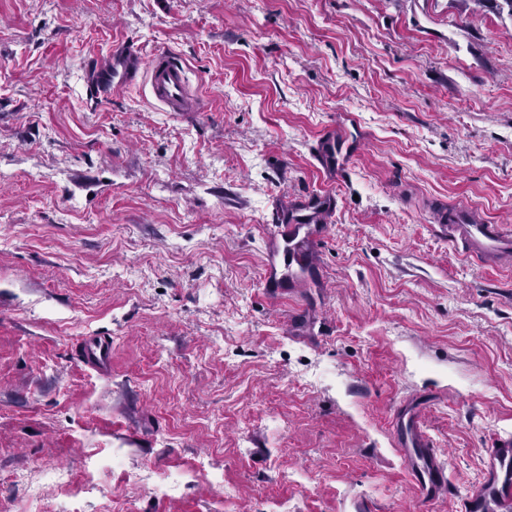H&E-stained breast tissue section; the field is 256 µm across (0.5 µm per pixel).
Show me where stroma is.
Returning a JSON list of instances; mask_svg holds the SVG:
<instances>
[{
	"mask_svg": "<svg viewBox=\"0 0 512 512\" xmlns=\"http://www.w3.org/2000/svg\"><path fill=\"white\" fill-rule=\"evenodd\" d=\"M123 42L177 53L199 112L88 104ZM323 193L320 275L272 298L266 227ZM462 203L512 227L494 0H0V512H456L512 437V256L449 243ZM413 397L434 500L393 445ZM356 146L357 144L346 142L344 139L328 137L318 143L317 156L321 165L329 169L336 165L339 156L343 155L345 159L349 154L354 153Z\"/></svg>",
	"mask_w": 512,
	"mask_h": 512,
	"instance_id": "1",
	"label": "stroma"
}]
</instances>
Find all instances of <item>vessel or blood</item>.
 <instances>
[{"label":"vessel or blood","mask_w":512,"mask_h":512,"mask_svg":"<svg viewBox=\"0 0 512 512\" xmlns=\"http://www.w3.org/2000/svg\"><path fill=\"white\" fill-rule=\"evenodd\" d=\"M147 78L155 100L167 111H196L199 97L189 83L186 71L176 58L160 52L143 59L133 48L110 52L104 64L95 66L87 77L91 95L106 96L114 88H128ZM355 144L328 137L317 145V156L324 168L334 167L339 156L354 153ZM332 205L330 196L298 200L287 223L274 224L266 238V259L262 278L266 292L274 297L293 294L308 282L316 265L312 245L321 239L325 225L317 216ZM448 240L473 259L491 260L512 254V230L500 224H486L473 216L470 206L459 204L445 210ZM395 447L409 468L411 481L424 498L450 492L449 464L441 460L421 428V413L404 409L396 429ZM459 512H512V438L498 439L484 451V475L461 500Z\"/></svg>","instance_id":"vessel-or-blood-1"}]
</instances>
